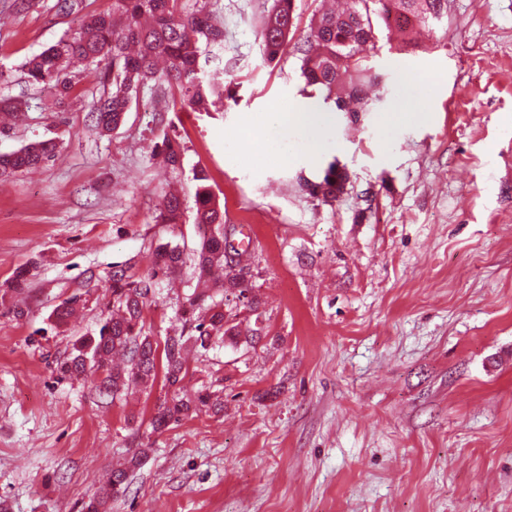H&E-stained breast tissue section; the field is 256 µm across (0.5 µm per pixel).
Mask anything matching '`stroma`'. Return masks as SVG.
<instances>
[{
    "label": "stroma",
    "instance_id": "1",
    "mask_svg": "<svg viewBox=\"0 0 512 512\" xmlns=\"http://www.w3.org/2000/svg\"><path fill=\"white\" fill-rule=\"evenodd\" d=\"M0 0V155L54 138V161L0 178V505L81 512L134 448L110 512H512V0H448L415 48L380 30L381 108L326 117L322 147L270 127L306 104L294 55L266 63V0H211L224 19V87L209 111L141 95L121 126L93 127L102 70L65 100L22 68L72 18L56 0ZM407 108L401 120L387 116ZM175 128L181 164L159 146ZM353 183L326 205L301 178L331 161ZM204 168L228 237L249 239L263 337L193 349L181 393L224 399L152 432L162 382L114 400L59 378L56 361L97 334L110 277L151 273L163 245L183 265L144 314L156 341L185 329L196 284L193 172ZM181 223L154 218L168 190ZM26 269L22 291L15 272ZM81 296L64 324L53 312Z\"/></svg>",
    "mask_w": 512,
    "mask_h": 512
}]
</instances>
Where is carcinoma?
I'll return each mask as SVG.
<instances>
[{"mask_svg":"<svg viewBox=\"0 0 512 512\" xmlns=\"http://www.w3.org/2000/svg\"><path fill=\"white\" fill-rule=\"evenodd\" d=\"M55 8L59 14L78 16V28L65 32L50 48L30 56L24 64L26 75L30 83L64 97L73 88L71 60L96 67L103 64L112 70L110 90L91 109V120L97 129H116L137 94L145 89L164 95L174 88L180 94L181 107L192 110L205 108L208 96L224 93V59L213 54L224 47V21L217 12L204 6L186 12L181 0H112V10L103 13L87 12L85 0H56ZM447 11L448 0H349V6L342 11H316L311 33L296 39L294 0H272L262 19L259 38L269 64L290 50L298 56L304 95L321 98L332 112H370L374 102L366 97L365 87L381 83L368 55L378 42L377 22L388 28L394 25L406 29L404 44L408 45L413 42L415 27L439 22ZM162 147L165 161L172 166L180 163L177 137L163 134ZM57 152L56 141L47 139L0 155V176L47 165ZM193 181L194 223L201 230L194 259L197 280L206 284L215 269H223L224 280L214 287L224 291L227 301L247 296L246 306L255 313L258 305L249 297L248 284L231 274L224 258L228 248L237 254H245L247 249L224 237V209L208 185L206 171H194ZM304 187L310 198L331 204L353 185L349 173L331 162L320 180L307 179ZM181 211L180 199L167 196L155 223L178 224ZM183 263L179 248L164 247L158 250L155 268L146 277L135 279L122 268L113 271L112 313L98 335L83 336L73 344L71 354L57 364L59 374L93 383L101 375L99 393H110L115 399L132 385L153 387L160 358L165 383L176 387L187 375L189 344L206 350L227 338L237 339L238 325L224 313V305L213 301L204 288L193 292L182 306L184 316L204 312L194 333L165 337L163 356L157 357V342L143 330L144 309L158 278L172 275ZM220 406L219 396L207 389L198 391L193 399L174 395L159 403L150 426L152 432H161L203 407ZM127 477L125 468L109 470L97 492L85 503L84 512H102L112 497L125 490Z\"/></svg>","mask_w":512,"mask_h":512,"instance_id":"carcinoma-1","label":"carcinoma"}]
</instances>
